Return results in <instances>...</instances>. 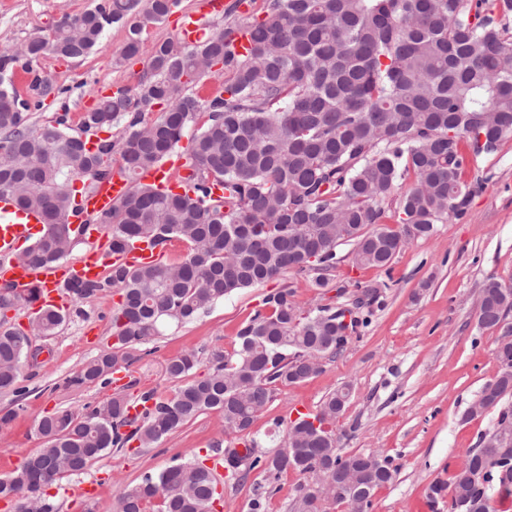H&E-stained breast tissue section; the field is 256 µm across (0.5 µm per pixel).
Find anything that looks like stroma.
Instances as JSON below:
<instances>
[{
    "label": "stroma",
    "instance_id": "1",
    "mask_svg": "<svg viewBox=\"0 0 512 512\" xmlns=\"http://www.w3.org/2000/svg\"><path fill=\"white\" fill-rule=\"evenodd\" d=\"M98 2L0 0V51L47 35L63 15L78 14ZM199 6L200 0H182L180 13L147 27L140 55L123 66L113 64L126 39L120 24L107 30L103 47L89 56L40 59L39 74L60 92L33 109L32 123L40 126L64 114L71 126H78L101 97L136 85L153 45L176 39L181 12L198 11ZM466 178L473 193L462 214L413 241L389 269L355 266L352 247L344 244L337 249L339 261L328 275V287H313L312 275L288 271L264 285L236 290L193 320L165 326L128 367L119 388L69 383L84 363L111 346L112 310L119 294L111 289L95 299L71 300L69 319L46 341L49 357L21 368L25 398L19 401L12 392H0V410L17 411L0 428V478L41 448L37 424L56 409L81 412L117 393L131 399L146 391L172 397L181 383L166 375L168 360L196 351L199 364L193 374L202 376L213 351H232L238 330L269 292L288 288L306 309L341 307L351 304L357 286L363 285L382 290L367 327L342 353L323 359L317 376L278 385L249 436L259 451L274 453L283 448L298 409L317 411L333 393L348 389L349 401L336 424L343 452L387 457L398 469L394 480L376 491L371 512H448L447 499L430 501L431 487L451 482L467 451L479 446L498 418L494 410L470 421L462 415L498 372V334L479 328L476 308L487 277L512 284V139L494 153L477 156ZM240 439V434L225 432L219 413L209 411L151 447L112 450L82 473L60 480L50 493L58 512H118L122 493L144 473H159L181 460L211 458ZM93 480L100 494L88 503L78 488ZM303 480L293 471L272 480L260 470L242 483L223 480V512H252L258 493L263 512H298L296 487Z\"/></svg>",
    "mask_w": 512,
    "mask_h": 512
}]
</instances>
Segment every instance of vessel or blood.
<instances>
[{
	"label": "vessel or blood",
	"instance_id": "b4317fda",
	"mask_svg": "<svg viewBox=\"0 0 512 512\" xmlns=\"http://www.w3.org/2000/svg\"><path fill=\"white\" fill-rule=\"evenodd\" d=\"M128 191V183L121 174L96 181L78 199L77 212L72 221L89 241L88 248L74 261L62 264H20L14 261L17 244L39 231L38 215L18 209L14 202L0 197V283L24 294L29 289H41L39 307L61 308L68 301L67 288L72 281L100 279L110 266L128 269L152 265L163 258L159 247L142 240L111 250L108 242L100 240L99 230L93 226L95 217L110 212Z\"/></svg>",
	"mask_w": 512,
	"mask_h": 512
}]
</instances>
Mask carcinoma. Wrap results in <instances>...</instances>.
Listing matches in <instances>:
<instances>
[{"instance_id": "cac0c4a2", "label": "carcinoma", "mask_w": 512, "mask_h": 512, "mask_svg": "<svg viewBox=\"0 0 512 512\" xmlns=\"http://www.w3.org/2000/svg\"><path fill=\"white\" fill-rule=\"evenodd\" d=\"M181 0H105L56 25L40 42L0 52V196L43 219L27 261L59 262L81 243L71 229L74 181L112 173L130 182L128 194L98 217L110 229L112 249L147 239L160 248L173 241L187 251L175 261L135 270L112 267L100 281H76L80 300L113 288L112 349L85 363L69 380L84 386L137 360L132 353L231 292L262 285L286 270L319 272L315 286L339 262L336 248L353 245V261L387 268L413 240L458 216L472 195L465 178L471 157L490 154L512 136V0H265L195 44L155 45L147 71L132 88H120L84 114L74 133L67 114L35 127L31 107L61 93L34 66L46 55L84 57L101 47L108 27L127 28L115 63L142 51L141 35L163 21ZM248 35L236 52L233 35ZM224 84L203 99L188 93L203 73ZM33 75L31 97L14 84L17 69ZM160 108L158 116L150 114ZM196 126L186 152L185 192L140 183V171L157 166ZM120 128L117 140L91 136ZM411 187L386 215L385 202L407 179ZM312 255L315 260H307ZM0 288V315L39 299ZM364 288L350 310L329 305L303 311L293 292L279 288L239 329L232 352L212 353L210 371L170 398L144 393L142 415L129 416L121 394L83 412L58 409L38 424L43 447L11 475L0 478V498L16 512H56L48 489L86 470L114 448L135 441L147 448L206 411L224 428L243 431L271 401L278 383L318 375L317 360L341 353L369 323L363 314L379 298ZM64 311H45L29 330L0 323V391L21 398L20 367L32 337H49L66 322ZM479 327L498 331L499 370L464 413L473 419L512 397V285L488 277L478 305ZM198 364L195 351L171 359L166 374L181 380ZM349 393L340 390L314 415L289 425L285 447L266 455L254 440L246 454L224 449L229 478L241 482L256 469L277 480L292 469L317 481L297 486L300 512L317 501L355 503L364 512L375 491L390 483L391 459L346 454L334 425ZM494 434L470 449L449 486L448 512H512V455L490 449ZM214 512L221 499L213 471L199 460L145 474L120 497L119 512Z\"/></svg>"}]
</instances>
